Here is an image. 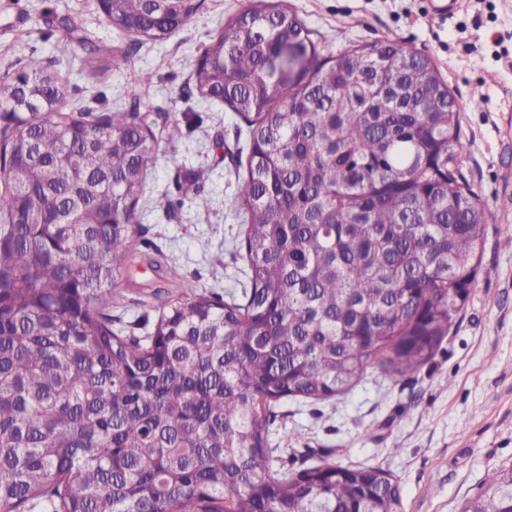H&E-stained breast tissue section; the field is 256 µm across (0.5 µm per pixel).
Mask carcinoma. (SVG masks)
<instances>
[{
	"mask_svg": "<svg viewBox=\"0 0 512 512\" xmlns=\"http://www.w3.org/2000/svg\"><path fill=\"white\" fill-rule=\"evenodd\" d=\"M135 42L203 0H98ZM94 74L127 67L62 21ZM245 123L233 207L243 287L189 280L141 335L113 327L156 157L139 94L67 107L38 59L0 81V512H396L384 470L272 447L288 402L410 378L459 322L487 215L458 167L455 97L386 37L322 58L281 0L229 17L191 74ZM460 512H512V466Z\"/></svg>",
	"mask_w": 512,
	"mask_h": 512,
	"instance_id": "obj_1",
	"label": "carcinoma"
}]
</instances>
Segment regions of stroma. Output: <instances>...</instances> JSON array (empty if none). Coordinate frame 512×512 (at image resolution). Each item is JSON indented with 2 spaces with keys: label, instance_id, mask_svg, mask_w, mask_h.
I'll list each match as a JSON object with an SVG mask.
<instances>
[{
  "label": "stroma",
  "instance_id": "obj_1",
  "mask_svg": "<svg viewBox=\"0 0 512 512\" xmlns=\"http://www.w3.org/2000/svg\"><path fill=\"white\" fill-rule=\"evenodd\" d=\"M284 0L313 30L322 55L389 36L428 56L462 112L460 170L487 211L478 278L454 331L414 379L367 373L323 406L290 404L275 441L290 455L332 451L346 466L378 467L401 487L397 512H459L484 475L512 465V0ZM250 0H204L172 38L135 46L105 21L96 0H0V78L29 55L60 68L69 105L106 112L147 90L159 147L140 202V222L162 251L161 271L135 261L118 277V314L130 327L153 321L152 294L180 278L218 292L237 287L234 240L240 120L192 89L194 64L216 29ZM70 19L95 43L130 51L129 67L95 77L60 24ZM180 134L169 139L167 126ZM197 176L206 207L177 181Z\"/></svg>",
  "mask_w": 512,
  "mask_h": 512
}]
</instances>
